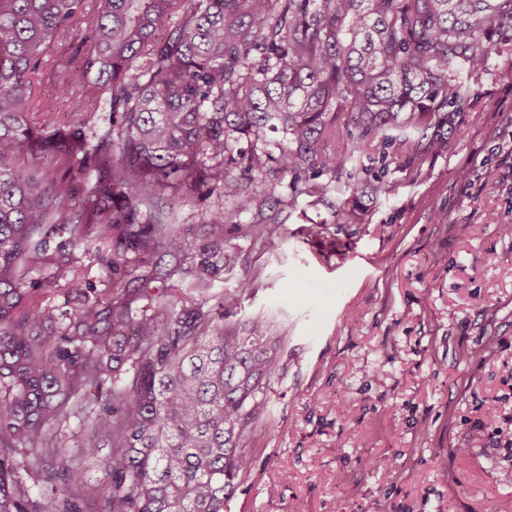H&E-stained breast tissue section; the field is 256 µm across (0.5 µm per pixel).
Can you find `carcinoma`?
Listing matches in <instances>:
<instances>
[{
	"mask_svg": "<svg viewBox=\"0 0 512 512\" xmlns=\"http://www.w3.org/2000/svg\"><path fill=\"white\" fill-rule=\"evenodd\" d=\"M78 20L89 52L55 88L73 99L87 83L90 112L58 125L30 121L31 78L46 48ZM512 27V0H0V512H224L251 468L242 448L280 363L265 319L246 335L224 324L239 293L204 307L154 286L176 275L204 284L235 257L173 224L158 200L188 189L255 209L249 233L275 244L280 201L263 178L290 176L294 195L346 196L350 219L361 171L344 185L336 143L341 113L382 145L411 127L443 144L451 107L488 62L491 38ZM283 133L246 151L266 127ZM54 154L93 174L80 221L65 214L70 182L19 165ZM149 219H139L140 207ZM111 247L100 284L59 253L52 276L34 263L52 239ZM171 257L163 270L156 254ZM147 268L130 287L131 264ZM63 303L52 305L48 294ZM103 461L89 486L61 449Z\"/></svg>",
	"mask_w": 512,
	"mask_h": 512,
	"instance_id": "1",
	"label": "carcinoma"
}]
</instances>
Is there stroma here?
Returning a JSON list of instances; mask_svg holds the SVG:
<instances>
[{
    "mask_svg": "<svg viewBox=\"0 0 512 512\" xmlns=\"http://www.w3.org/2000/svg\"><path fill=\"white\" fill-rule=\"evenodd\" d=\"M84 28L46 49L35 109L69 72ZM456 110L458 129L436 152L410 129L386 147L343 140L366 181L393 187L364 189L349 223L337 221L335 194L314 203L268 175L280 200L273 250L247 234L257 217L235 199L164 197L203 238L214 213L231 215L224 246L237 256L208 288L177 281L174 293L200 302L241 290L226 325L260 316L284 339L243 443L251 470L224 512H512V451L486 424L512 418L511 28L493 36ZM51 247L72 253L81 277L105 279L94 239Z\"/></svg>",
    "mask_w": 512,
    "mask_h": 512,
    "instance_id": "stroma-1",
    "label": "stroma"
}]
</instances>
